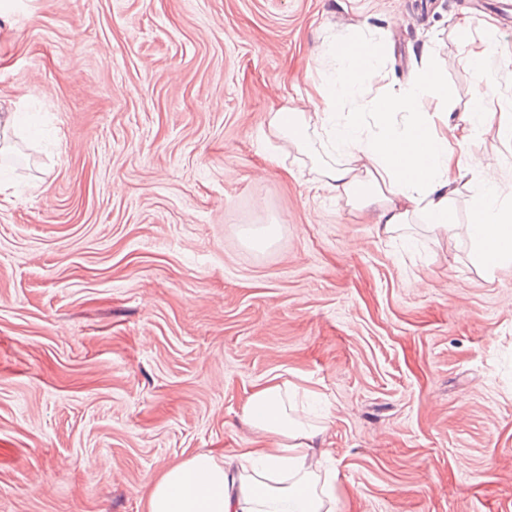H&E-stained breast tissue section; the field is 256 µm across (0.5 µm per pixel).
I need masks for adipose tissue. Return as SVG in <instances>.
<instances>
[{"label": "adipose tissue", "mask_w": 512, "mask_h": 512, "mask_svg": "<svg viewBox=\"0 0 512 512\" xmlns=\"http://www.w3.org/2000/svg\"><path fill=\"white\" fill-rule=\"evenodd\" d=\"M498 30L485 23L480 43L463 63L476 75L475 106L465 117L469 130L492 119L483 105L492 92L490 63L498 58ZM322 66L314 107L284 108L269 124L286 148L308 152L311 135H323L326 162L318 166L324 188L344 198L353 210L374 208L382 234H401L414 217L428 231L448 234L451 202L467 176L482 179L467 226L472 264L486 273L512 266V206L481 157L464 141L449 142L433 124L432 113L446 109L447 88L439 73L423 68L400 92L370 95L381 75L383 46L359 35L313 50ZM374 125H366L365 111ZM289 382L270 378L257 385L242 415L257 435V445L242 449L234 462L199 453L164 470L147 484L145 512H336L333 477L319 478L322 426L294 421Z\"/></svg>", "instance_id": "obj_1"}]
</instances>
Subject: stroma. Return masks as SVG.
I'll use <instances>...</instances> for the list:
<instances>
[{
  "instance_id": "35a3bbf8",
  "label": "stroma",
  "mask_w": 512,
  "mask_h": 512,
  "mask_svg": "<svg viewBox=\"0 0 512 512\" xmlns=\"http://www.w3.org/2000/svg\"><path fill=\"white\" fill-rule=\"evenodd\" d=\"M469 20L500 0H0V110L23 167L0 192V512H144L168 466L253 447L278 375L327 423L342 512H512V268L454 228L404 251L280 151L273 112L312 49L385 35L386 85L427 63L473 106ZM469 140L512 188V65Z\"/></svg>"
}]
</instances>
